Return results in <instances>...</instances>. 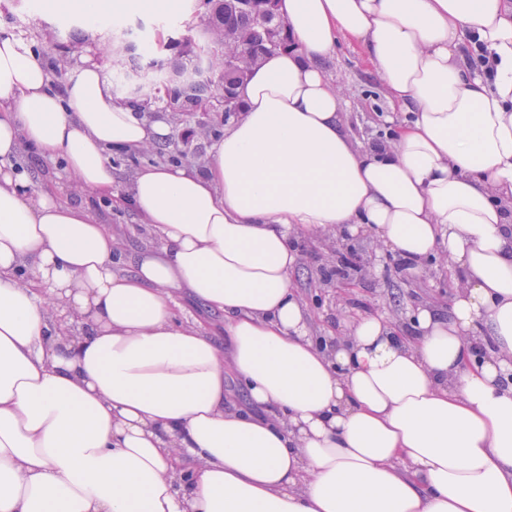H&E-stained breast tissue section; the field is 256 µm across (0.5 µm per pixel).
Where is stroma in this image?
<instances>
[{"instance_id": "obj_1", "label": "stroma", "mask_w": 512, "mask_h": 512, "mask_svg": "<svg viewBox=\"0 0 512 512\" xmlns=\"http://www.w3.org/2000/svg\"><path fill=\"white\" fill-rule=\"evenodd\" d=\"M200 10V0H154L141 4L139 9L120 12L121 23L109 27L107 22L85 24L77 8L64 9L58 0H0V28L22 35L34 46L36 55L50 70L56 91H64L70 67L97 64L105 75H112V60L104 53L102 44L107 38L129 39L154 47L152 56L142 57L141 65L150 60L170 58L168 44L171 39L191 35L192 25ZM81 26L87 36L81 48L48 47L43 33L46 28L59 29L69 35L74 26ZM329 76L343 85L346 107L343 122L349 134L360 144L369 146L385 140L387 127L382 117L387 101L378 76L366 65L358 50L350 45H340L332 57L324 62ZM151 117L167 120L168 134L159 143L158 153L145 156L131 152H110L114 188L127 192L137 171L148 165L168 164V156L178 153L179 165L199 171L205 170L210 160L214 136L201 137L199 127L219 124L213 112H198L180 119L169 118L163 103H155ZM20 163L33 174L34 191L49 190L70 199L79 194L67 178L58 159L41 158L31 151H22ZM89 204L102 223L108 224L118 235L126 252H134L155 241L147 225L141 224L136 214L127 208H116L110 202L90 197ZM306 251L291 274L295 288L306 299L314 335H323L325 329L337 327L339 319L367 309L403 320L412 305L432 301L447 307L448 299L458 283V276L449 267L431 269L428 275L417 277L393 266V255L382 250L379 242L361 232L346 234L343 248L360 257L366 269L356 278L354 288L340 293V280L324 283L322 271L334 265L335 260L326 255L317 240L305 243Z\"/></svg>"}]
</instances>
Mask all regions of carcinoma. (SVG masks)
<instances>
[{"mask_svg":"<svg viewBox=\"0 0 512 512\" xmlns=\"http://www.w3.org/2000/svg\"><path fill=\"white\" fill-rule=\"evenodd\" d=\"M270 0H203L198 14L202 40L187 39L173 45L168 61L151 62L158 68L156 90L170 112H222L228 121L243 111L237 87L270 47L288 49V28L279 15L269 10ZM113 68L127 94V103L144 112L153 99L143 93L136 45L116 51ZM220 74L221 93L212 91L213 74Z\"/></svg>","mask_w":512,"mask_h":512,"instance_id":"1","label":"carcinoma"}]
</instances>
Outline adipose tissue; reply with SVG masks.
Listing matches in <instances>:
<instances>
[{
    "mask_svg": "<svg viewBox=\"0 0 512 512\" xmlns=\"http://www.w3.org/2000/svg\"><path fill=\"white\" fill-rule=\"evenodd\" d=\"M277 8L292 44L238 88L205 171L149 166L119 196L108 150L166 122L95 64L56 92L0 29V512H512V0ZM343 43L409 115L384 148L343 129L323 68ZM24 147L158 247L123 267L87 205L33 193ZM349 229L416 273L454 265L447 316L366 312L314 341L292 239ZM183 294L223 340L177 322ZM228 371L251 411L227 407Z\"/></svg>",
    "mask_w": 512,
    "mask_h": 512,
    "instance_id": "adipose-tissue-1",
    "label": "adipose tissue"
}]
</instances>
